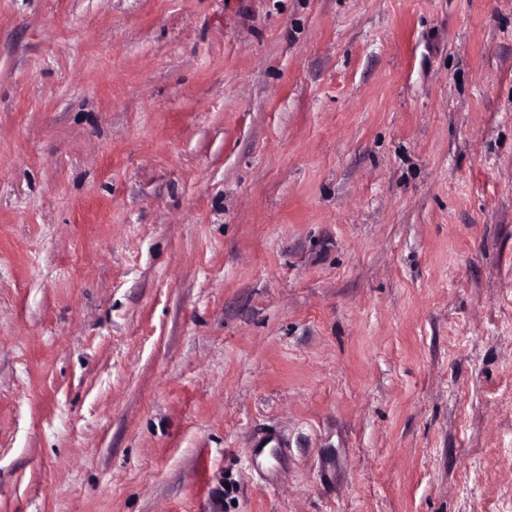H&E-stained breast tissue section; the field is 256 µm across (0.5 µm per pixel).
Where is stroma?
<instances>
[{
	"label": "stroma",
	"instance_id": "obj_1",
	"mask_svg": "<svg viewBox=\"0 0 512 512\" xmlns=\"http://www.w3.org/2000/svg\"><path fill=\"white\" fill-rule=\"evenodd\" d=\"M0 512H512V0H0Z\"/></svg>",
	"mask_w": 512,
	"mask_h": 512
}]
</instances>
